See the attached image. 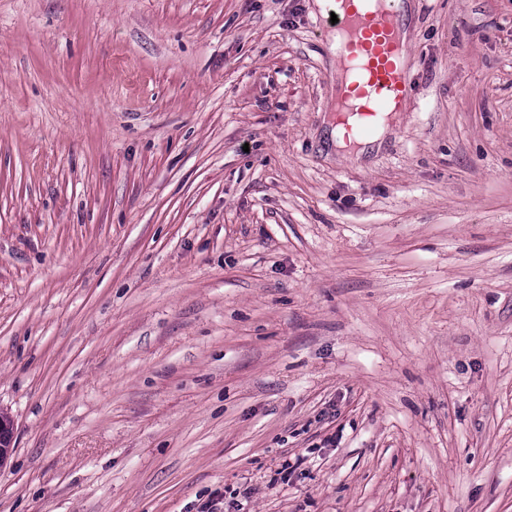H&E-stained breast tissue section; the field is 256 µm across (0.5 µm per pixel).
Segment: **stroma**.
<instances>
[{
	"label": "stroma",
	"instance_id": "stroma-1",
	"mask_svg": "<svg viewBox=\"0 0 512 512\" xmlns=\"http://www.w3.org/2000/svg\"><path fill=\"white\" fill-rule=\"evenodd\" d=\"M408 2L358 161L313 0H0V512H512V0Z\"/></svg>",
	"mask_w": 512,
	"mask_h": 512
}]
</instances>
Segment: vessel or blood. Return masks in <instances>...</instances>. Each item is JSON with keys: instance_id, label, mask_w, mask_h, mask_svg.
<instances>
[{"instance_id": "obj_1", "label": "vessel or blood", "mask_w": 512, "mask_h": 512, "mask_svg": "<svg viewBox=\"0 0 512 512\" xmlns=\"http://www.w3.org/2000/svg\"><path fill=\"white\" fill-rule=\"evenodd\" d=\"M326 10L320 26L341 36L351 74L337 107V122L353 140L368 134L381 114L408 106L411 59L402 52L391 0H327Z\"/></svg>"}]
</instances>
